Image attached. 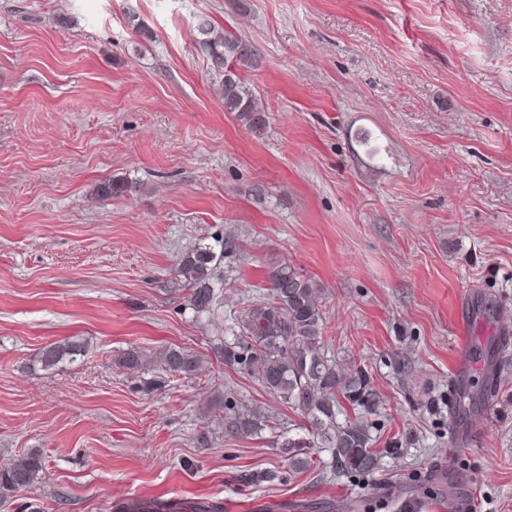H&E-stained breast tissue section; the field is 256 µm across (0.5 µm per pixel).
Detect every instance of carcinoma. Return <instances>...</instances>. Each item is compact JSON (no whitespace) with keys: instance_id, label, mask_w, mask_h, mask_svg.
<instances>
[{"instance_id":"carcinoma-1","label":"carcinoma","mask_w":512,"mask_h":512,"mask_svg":"<svg viewBox=\"0 0 512 512\" xmlns=\"http://www.w3.org/2000/svg\"><path fill=\"white\" fill-rule=\"evenodd\" d=\"M196 42L207 53L224 99V109L236 112L254 130L265 127L264 109L259 106L241 75L260 57L251 43L211 20L202 18L196 25ZM238 249L230 237L215 239V245L199 243L181 258L177 273L189 291L188 306L198 316L211 311L216 301L217 273L222 259ZM269 293L253 305L242 320V335L220 343L224 363L246 369L270 394L288 407L301 412L311 425L310 441L292 437L281 444L297 470L311 467V458L302 448H323L335 467L348 474L369 476L379 465L372 448L368 417L377 412L380 401L370 389L365 373L340 370L328 356L325 316L317 300V285L287 262H273L266 269ZM82 352V345L67 341L46 346L41 352L44 367L56 365L65 357ZM119 366L142 371L153 364L171 375L191 378L202 360L181 348L167 347L153 359L150 353L133 348L119 359ZM233 435H256L262 421L253 413L224 417ZM45 459L38 450L18 455L0 469V490L24 491L41 482ZM223 507L206 502L186 504L175 499L132 501L122 512H222Z\"/></svg>"}]
</instances>
